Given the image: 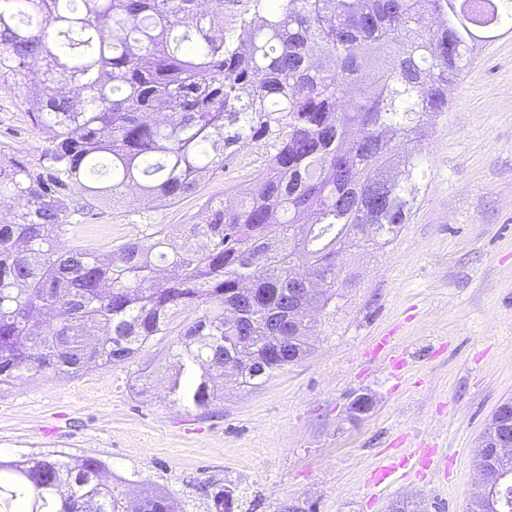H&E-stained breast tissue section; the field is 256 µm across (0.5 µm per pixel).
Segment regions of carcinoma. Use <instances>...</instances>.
I'll return each instance as SVG.
<instances>
[{
	"label": "carcinoma",
	"instance_id": "carcinoma-1",
	"mask_svg": "<svg viewBox=\"0 0 512 512\" xmlns=\"http://www.w3.org/2000/svg\"><path fill=\"white\" fill-rule=\"evenodd\" d=\"M0 0V84L45 133L40 162L0 160V386L77 376L178 338L170 394L208 410L224 376L258 387L311 352L309 310L347 280L339 258L387 244L429 176L416 154L448 85L500 26L497 0H254L224 32V0ZM274 153L234 208L208 198L171 237L146 224L112 249L63 245L136 187L149 208L198 195L232 148ZM308 277L289 311L294 270ZM233 366L225 368L226 357ZM512 512V457L477 491ZM0 512H180L126 501L101 459L0 460Z\"/></svg>",
	"mask_w": 512,
	"mask_h": 512
}]
</instances>
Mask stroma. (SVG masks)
<instances>
[{
	"label": "stroma",
	"mask_w": 512,
	"mask_h": 512,
	"mask_svg": "<svg viewBox=\"0 0 512 512\" xmlns=\"http://www.w3.org/2000/svg\"><path fill=\"white\" fill-rule=\"evenodd\" d=\"M418 147L431 175L407 224L377 250L344 255L354 285L315 311L314 348L264 386L224 382L202 412L169 393L171 340L127 364L52 372L0 389V459L104 461L126 498L161 490L182 512H467L479 437L512 398V36L487 42ZM44 136L21 98L0 87V158L37 162ZM272 147L251 142L225 161L204 197L233 199ZM204 198L158 209L132 197L86 221L94 246L140 225L178 235ZM390 337L404 369L374 350ZM360 394L365 415L349 406ZM427 448L406 476L374 484L382 455Z\"/></svg>",
	"instance_id": "1"
}]
</instances>
